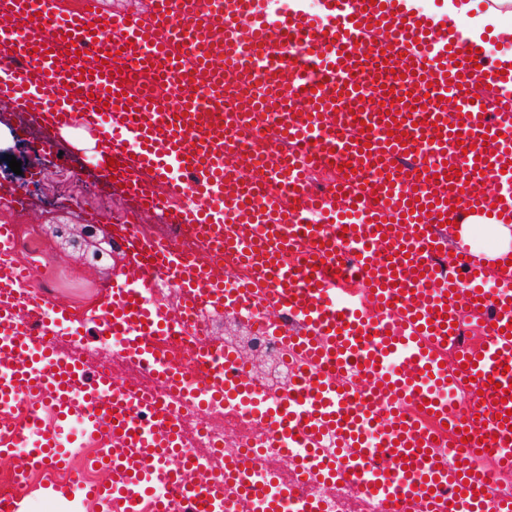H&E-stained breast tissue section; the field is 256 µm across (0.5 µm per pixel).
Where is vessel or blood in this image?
Wrapping results in <instances>:
<instances>
[{"instance_id":"b4317fda","label":"vessel or blood","mask_w":512,"mask_h":512,"mask_svg":"<svg viewBox=\"0 0 512 512\" xmlns=\"http://www.w3.org/2000/svg\"><path fill=\"white\" fill-rule=\"evenodd\" d=\"M406 2L321 0L313 15L304 0H224L218 21L214 0H150L144 19L0 0V67L15 73L6 96L37 122L38 154L57 155L65 129L92 128L100 181L117 178L146 215L189 225L198 239L188 255L139 225H115L134 279L102 289L98 335L122 337L124 356L150 372L165 337H188L203 381L192 389L182 371H167L161 398L58 354L41 319L52 296L21 292L33 270L0 264V412L27 402L31 423L0 424V454L25 450L0 487V512H22L20 485L67 462L57 433L31 432L48 411L59 430L111 439L90 461L110 483L83 488L107 512H171L176 499L193 512H233L228 484L251 512H283L287 490L243 481L244 460L201 486L179 467L157 476L186 452L169 398H250L239 353H225L220 371L207 362L217 345L196 320L204 303L260 311L263 328L306 359L296 394L261 414L281 447L335 433L347 477L383 512L404 499L416 512H512V496L493 491L476 458L496 445L506 450L499 465L512 467V423L501 418L512 410L503 332L512 272L488 289L479 259L440 263L446 221L475 209L512 223V59L488 57L447 16ZM483 85L491 96L478 94ZM243 127L275 152L261 161L230 145ZM329 162L338 178L312 188L309 170ZM218 251L248 279L227 287ZM340 257L369 309L337 296ZM159 279L179 289V310L147 296ZM468 309L486 318L476 348L459 343ZM461 381L478 408L466 421L440 397ZM408 402L468 427L447 464L436 463L432 432L406 418Z\"/></svg>"}]
</instances>
